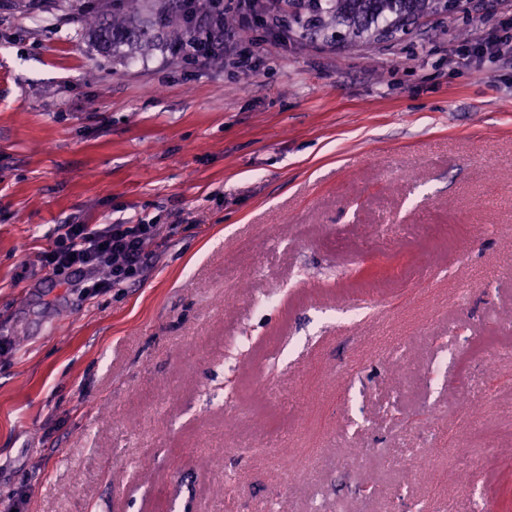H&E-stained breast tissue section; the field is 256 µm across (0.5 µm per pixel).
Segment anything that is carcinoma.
<instances>
[{
  "instance_id": "carcinoma-1",
  "label": "carcinoma",
  "mask_w": 512,
  "mask_h": 512,
  "mask_svg": "<svg viewBox=\"0 0 512 512\" xmlns=\"http://www.w3.org/2000/svg\"><path fill=\"white\" fill-rule=\"evenodd\" d=\"M460 0H288V27L305 32L331 33L338 41L367 42L387 39L428 9L448 13ZM179 0H112V20L103 28L112 51L138 48L148 42V31L133 25L144 13L151 26L166 32L168 46L192 42L191 6Z\"/></svg>"
}]
</instances>
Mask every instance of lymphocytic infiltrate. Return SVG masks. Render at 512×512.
<instances>
[{
    "label": "lymphocytic infiltrate",
    "mask_w": 512,
    "mask_h": 512,
    "mask_svg": "<svg viewBox=\"0 0 512 512\" xmlns=\"http://www.w3.org/2000/svg\"><path fill=\"white\" fill-rule=\"evenodd\" d=\"M228 6L226 0H198L193 23L200 36L186 46V53L209 59H237L215 15L216 10L224 11ZM458 57L479 68L512 62V35L474 40L460 50ZM157 232V225L119 219L110 224H63L57 230L53 249L43 253L42 262L61 282L77 288L87 299L140 276L150 264L149 246Z\"/></svg>",
    "instance_id": "lymphocytic-infiltrate-1"
}]
</instances>
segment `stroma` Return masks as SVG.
Segmentation results:
<instances>
[{"label": "stroma", "instance_id": "stroma-1", "mask_svg": "<svg viewBox=\"0 0 512 512\" xmlns=\"http://www.w3.org/2000/svg\"><path fill=\"white\" fill-rule=\"evenodd\" d=\"M93 2L0 0V512H500L512 64L455 57L512 0L364 45L240 13L250 72L102 51ZM118 218L141 278L40 265ZM128 223L59 225L43 266L84 299L135 279L150 265L149 246L159 225Z\"/></svg>", "mask_w": 512, "mask_h": 512}]
</instances>
